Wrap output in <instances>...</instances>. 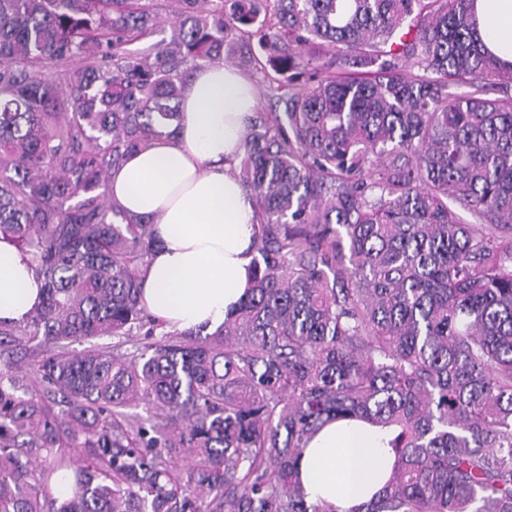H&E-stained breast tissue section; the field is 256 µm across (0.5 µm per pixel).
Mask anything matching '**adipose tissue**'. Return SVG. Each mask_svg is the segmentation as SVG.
Wrapping results in <instances>:
<instances>
[{"instance_id": "adipose-tissue-1", "label": "adipose tissue", "mask_w": 512, "mask_h": 512, "mask_svg": "<svg viewBox=\"0 0 512 512\" xmlns=\"http://www.w3.org/2000/svg\"><path fill=\"white\" fill-rule=\"evenodd\" d=\"M481 39L512 64V0H477ZM257 108L252 82L223 57L190 74L173 135L130 154L112 172L111 198L150 221L157 241L142 277L150 313L169 330L216 329L248 285L254 202L235 175ZM30 254L0 238V322L25 321L40 302ZM387 434L340 420L308 443L300 477L310 502L336 512L368 501L388 479Z\"/></svg>"}]
</instances>
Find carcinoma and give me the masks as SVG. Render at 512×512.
<instances>
[{
  "label": "carcinoma",
  "mask_w": 512,
  "mask_h": 512,
  "mask_svg": "<svg viewBox=\"0 0 512 512\" xmlns=\"http://www.w3.org/2000/svg\"><path fill=\"white\" fill-rule=\"evenodd\" d=\"M175 2L151 57L129 49L157 26L142 0H0V235L42 282L0 324L42 352L32 378L0 368V512H334L296 466L346 418L394 457L351 512H512V69L475 0ZM255 23L274 56L239 64L276 94L237 167L248 291L215 332L157 339L151 225L107 182L177 120L189 67Z\"/></svg>",
  "instance_id": "obj_1"
}]
</instances>
